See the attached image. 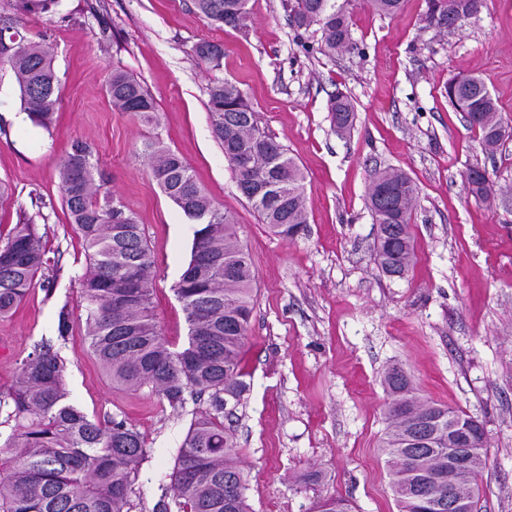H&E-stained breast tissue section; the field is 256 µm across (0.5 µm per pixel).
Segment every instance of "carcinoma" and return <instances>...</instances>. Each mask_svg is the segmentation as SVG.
Wrapping results in <instances>:
<instances>
[{
    "label": "carcinoma",
    "mask_w": 512,
    "mask_h": 512,
    "mask_svg": "<svg viewBox=\"0 0 512 512\" xmlns=\"http://www.w3.org/2000/svg\"><path fill=\"white\" fill-rule=\"evenodd\" d=\"M291 22L299 29L318 26L321 48L352 46L349 0H289ZM373 12L400 13L406 0H363ZM56 0H16L20 15L0 17V63L15 75L24 110L47 128L57 109L59 82L53 53L43 41L27 39L20 16L49 12ZM248 0H194L206 21L235 30L248 23ZM483 0H426L422 20L447 31L449 14L469 19ZM196 57L222 65L224 48L213 42L193 47ZM106 93L120 112L150 123L154 101L129 73L112 69ZM448 102L481 133L484 148L503 137L497 100L482 78L469 75L448 82ZM209 112L241 194L270 231L294 240L304 233L305 176L288 149L262 129L258 113L233 83L209 88ZM328 111L339 134L351 131V99L338 92ZM162 192L196 225L187 268L173 291L188 326L187 345L177 349L166 338L154 312L156 270L152 251L135 213L104 191L105 173L90 145L75 140L59 169L62 205L83 248L86 265L76 276L85 316L84 340L94 358L120 389L148 386L169 407L186 394L206 397V408L191 423L179 450L171 481L178 512H248L246 479L237 460L233 432L224 427V402H240L249 389L241 352L253 311L252 263L241 247L235 216L213 205L189 165L159 141L143 146ZM471 193L485 198L487 172L466 174ZM367 201L377 224L376 261L389 276L404 277L415 259L411 230L417 185L404 171L376 169ZM37 225L22 219L0 243V317L10 315L51 267ZM68 308L58 316V338L73 336ZM65 364L51 345H38L23 360L12 384L0 391L13 432L0 442V512H127L129 492L146 448L143 435L124 419L90 417L69 401ZM383 383L390 396L387 456L391 487L400 512H448V420L475 419L416 397L412 380L399 367ZM486 467L482 460L458 481L474 491ZM311 512H350L345 499L315 503Z\"/></svg>",
    "instance_id": "carcinoma-1"
}]
</instances>
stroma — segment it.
I'll return each mask as SVG.
<instances>
[{"instance_id":"stroma-1","label":"stroma","mask_w":512,"mask_h":512,"mask_svg":"<svg viewBox=\"0 0 512 512\" xmlns=\"http://www.w3.org/2000/svg\"><path fill=\"white\" fill-rule=\"evenodd\" d=\"M246 30L204 20L192 0H57L24 18L30 40L50 43L61 81L50 128L24 111L15 75L0 65V231L31 217L55 263L16 311L0 317V388L36 343L55 340L61 308L80 314L83 249L62 205L58 168L74 140L89 143L114 197L133 211L151 245L155 313L168 340L186 341L173 286L191 258L194 224L152 178L143 144L160 140L194 170L216 206L238 222L255 270V308L242 352L249 390L228 403L251 512H307L345 498L351 512H398L381 450L389 402L385 370L399 365L418 394L461 409L487 433L475 512H512V0H484L451 32L426 27L424 0L384 16L351 0V49L327 54L315 30L296 29L286 0H249ZM221 44L215 69L192 48ZM152 96L155 124L113 109V68ZM476 74L497 99L508 136L486 154L448 103L445 86ZM235 83L262 128L305 175L308 232L273 235L237 189L216 138L208 91ZM355 107L350 134L333 129L336 91ZM415 181L417 261L405 278L382 273L366 207L373 170ZM488 171L475 198L465 174ZM71 403L88 415L126 419L147 458L128 512H152L170 491L178 450L198 410L172 409L150 389L116 388L73 336L62 346Z\"/></svg>"}]
</instances>
